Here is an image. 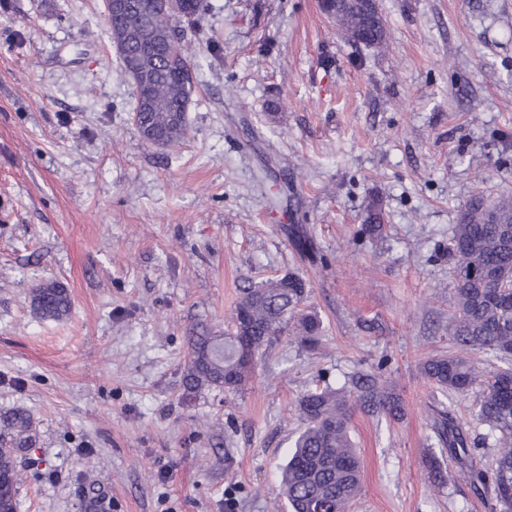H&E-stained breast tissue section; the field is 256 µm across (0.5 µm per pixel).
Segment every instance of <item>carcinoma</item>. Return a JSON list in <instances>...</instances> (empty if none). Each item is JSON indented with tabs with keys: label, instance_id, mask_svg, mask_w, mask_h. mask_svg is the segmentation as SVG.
Here are the masks:
<instances>
[{
	"label": "carcinoma",
	"instance_id": "obj_1",
	"mask_svg": "<svg viewBox=\"0 0 512 512\" xmlns=\"http://www.w3.org/2000/svg\"><path fill=\"white\" fill-rule=\"evenodd\" d=\"M321 7L334 20L340 39L377 53L388 48L377 0H322ZM209 9V0H190L180 12L160 14L150 0H143L141 13L114 17L107 24L109 33H121L126 43L118 55L122 72L145 73L133 111L139 113L147 144L158 149L190 133L189 120L182 115L191 101V79L184 69L196 66L200 48L185 38L183 23L198 24ZM449 253L454 272L450 340L491 352L507 366L486 372L454 354L423 364L424 375L441 390L478 394L474 420L488 428L496 448L491 471L478 467L469 434L453 417L441 415L437 435L448 456L467 466L474 491L493 492L502 512H512V197L491 203L474 199L460 215ZM307 296L306 281L288 273L242 291L231 315L233 331L216 336L202 324L191 328L186 336L185 386L240 390L252 377L260 351L285 331L300 345L316 348L323 326L316 312L303 309ZM30 307L40 319L59 321L70 314L72 301L66 289L46 280L32 289ZM357 408L392 419L403 413L400 398L375 373L355 376L339 388L309 391L299 399L304 428L280 477L281 496L290 512H310L316 500L332 512H349L361 486L360 457L350 437ZM35 442V425L26 410L0 413V512H17L16 452Z\"/></svg>",
	"mask_w": 512,
	"mask_h": 512
}]
</instances>
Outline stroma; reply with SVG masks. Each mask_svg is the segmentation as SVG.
Returning a JSON list of instances; mask_svg holds the SVG:
<instances>
[{"mask_svg":"<svg viewBox=\"0 0 512 512\" xmlns=\"http://www.w3.org/2000/svg\"><path fill=\"white\" fill-rule=\"evenodd\" d=\"M192 134L136 131L101 0H0V413L27 410L18 512H271L297 402L379 370L399 419L355 412L351 512H491L436 437L492 441L476 394L422 372L448 336V247L477 196L512 194V0H379L389 47L336 35L321 0H210ZM378 202L382 235L365 232ZM301 225L312 244L292 243ZM293 272L324 333L279 336L240 391L183 385L185 336ZM67 288L38 319L32 288ZM30 307L40 319L59 321L70 314L72 301L65 288L56 281L46 280L32 289Z\"/></svg>","mask_w":512,"mask_h":512,"instance_id":"1","label":"stroma"}]
</instances>
